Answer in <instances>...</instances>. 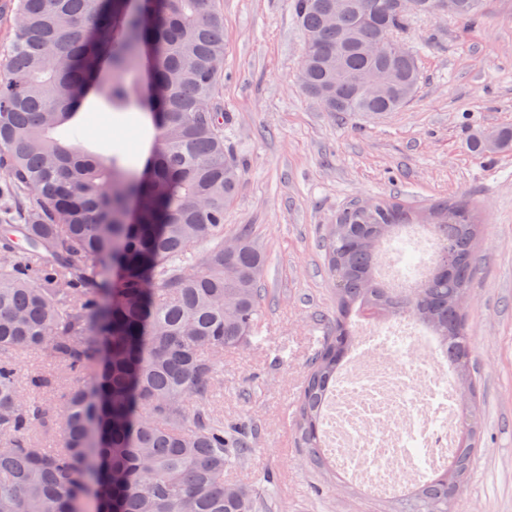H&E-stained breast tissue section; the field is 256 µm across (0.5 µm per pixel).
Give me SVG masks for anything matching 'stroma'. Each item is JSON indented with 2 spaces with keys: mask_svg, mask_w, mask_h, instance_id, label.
Instances as JSON below:
<instances>
[{
  "mask_svg": "<svg viewBox=\"0 0 512 512\" xmlns=\"http://www.w3.org/2000/svg\"><path fill=\"white\" fill-rule=\"evenodd\" d=\"M224 138L243 168L224 231L252 228L266 300L246 342L224 355L212 410L251 449L227 471L270 512H374L363 495L328 488L305 465L292 419L308 365L336 313L322 241L352 200L389 194L419 205L466 196L480 213L466 311L483 422L480 451L452 512H512V148L472 151L473 132L512 128V0H482L468 24L439 12L412 17L402 39L422 82L380 116L324 111L298 81L303 35L290 0H221ZM99 155L122 143L144 154L154 131L137 113L97 101L78 117Z\"/></svg>",
  "mask_w": 512,
  "mask_h": 512,
  "instance_id": "obj_1",
  "label": "stroma"
}]
</instances>
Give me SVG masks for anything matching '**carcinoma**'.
I'll list each match as a JSON object with an SVG mask.
<instances>
[{
  "mask_svg": "<svg viewBox=\"0 0 512 512\" xmlns=\"http://www.w3.org/2000/svg\"><path fill=\"white\" fill-rule=\"evenodd\" d=\"M291 0L311 57L302 89L327 112L381 114L408 103L421 80L411 50L373 55L409 15L388 0ZM448 14L481 19L477 0ZM148 14L151 23L142 24ZM224 61L218 0H8L0 8V178L17 193V223L0 228V512H257L247 487L224 479L248 445L211 418L224 352L262 314L265 257L251 229L224 235L242 178L224 147L217 103ZM91 96L138 110L155 130L144 163L121 143L101 157L73 125ZM71 125L67 144L58 131ZM471 149L512 146V129L476 134ZM423 226L446 252L414 288L381 277L384 248ZM481 222L468 199L421 207L392 197L351 204L323 241L336 295L329 336L309 363L294 412L304 460L336 489L321 418L353 347L359 318H410L455 369L459 451L391 512H452L479 451L482 407L466 312ZM54 369L21 380L11 354ZM97 367L94 382L89 369ZM65 387L63 434L41 394Z\"/></svg>",
  "mask_w": 512,
  "mask_h": 512,
  "instance_id": "cac0c4a2",
  "label": "carcinoma"
}]
</instances>
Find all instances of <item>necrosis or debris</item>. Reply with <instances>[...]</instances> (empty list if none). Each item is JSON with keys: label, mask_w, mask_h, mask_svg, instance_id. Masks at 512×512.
I'll return each instance as SVG.
<instances>
[{"label": "necrosis or debris", "mask_w": 512, "mask_h": 512, "mask_svg": "<svg viewBox=\"0 0 512 512\" xmlns=\"http://www.w3.org/2000/svg\"><path fill=\"white\" fill-rule=\"evenodd\" d=\"M432 247L388 251L384 272L415 280ZM461 410L455 376L410 319L362 326L322 417L325 449L349 484L376 500L421 486L455 455Z\"/></svg>", "instance_id": "necrosis-or-debris-1"}]
</instances>
